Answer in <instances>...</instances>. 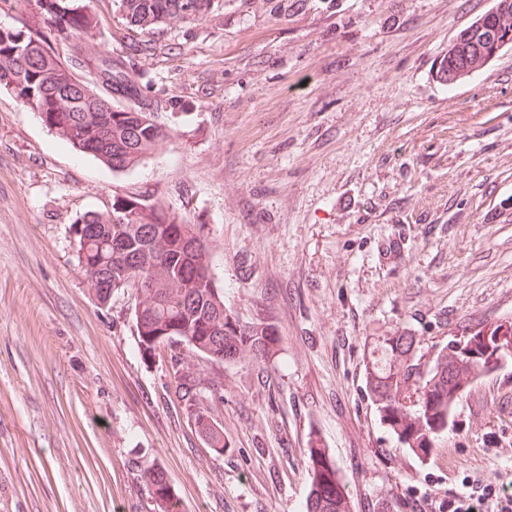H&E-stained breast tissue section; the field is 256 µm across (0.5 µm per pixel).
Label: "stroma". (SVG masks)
I'll return each mask as SVG.
<instances>
[{"label": "stroma", "instance_id": "obj_1", "mask_svg": "<svg viewBox=\"0 0 512 512\" xmlns=\"http://www.w3.org/2000/svg\"><path fill=\"white\" fill-rule=\"evenodd\" d=\"M133 61L168 136L115 172L0 89V512H155L160 465L186 512H306L319 432L351 512L444 504L467 475L512 479V362L473 378L448 441L399 448L365 392L391 336L436 353L512 322V49L447 85L457 34L494 0H219L205 18L127 28L79 0ZM159 203L213 241L224 304L276 323L269 365H206L193 395L137 347L136 301L89 293L72 225L114 195Z\"/></svg>", "mask_w": 512, "mask_h": 512}]
</instances>
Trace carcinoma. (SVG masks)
Masks as SVG:
<instances>
[{
	"label": "carcinoma",
	"mask_w": 512,
	"mask_h": 512,
	"mask_svg": "<svg viewBox=\"0 0 512 512\" xmlns=\"http://www.w3.org/2000/svg\"><path fill=\"white\" fill-rule=\"evenodd\" d=\"M128 24L142 31L164 23L200 20L215 0H118ZM40 19L19 27H0V88L16 93L62 141L90 154L114 171L135 168L165 137L155 115L143 103L137 73L87 38L97 34L98 19L74 0H39ZM62 44L60 57L52 46ZM512 48V0H497L448 47L437 69L450 85ZM74 224L90 228L75 235V260L97 303L109 305L128 278L127 263L139 265L143 288L135 308L138 351L149 360L170 350L178 386L188 396L200 384L199 359L233 364L247 356L262 366L280 350L272 322L242 324L224 306L211 268L213 252L204 225L191 224L160 204L133 198L105 211H88ZM512 324L474 329L452 338L425 358L411 335L395 336L382 359L371 364L366 391L380 422L400 447L426 456L455 425L453 402L464 392L460 365L490 373L512 359ZM201 439L224 448V436L204 424ZM309 494L306 512H350L336 462L310 435L306 450ZM157 512H184L181 498L158 465L140 475Z\"/></svg>",
	"instance_id": "cac0c4a2"
}]
</instances>
